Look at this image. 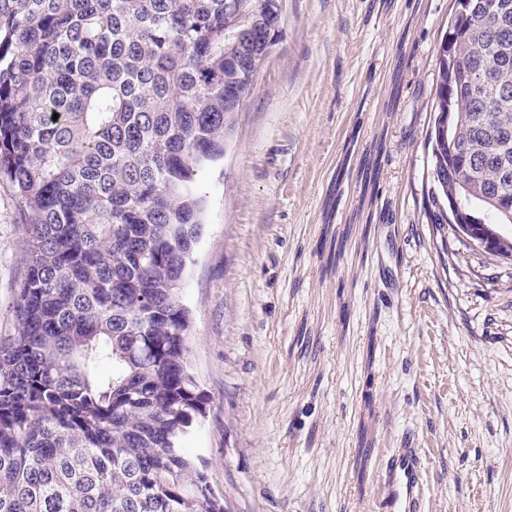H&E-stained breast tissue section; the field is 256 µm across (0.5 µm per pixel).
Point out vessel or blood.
Returning <instances> with one entry per match:
<instances>
[{
	"label": "vessel or blood",
	"instance_id": "b4317fda",
	"mask_svg": "<svg viewBox=\"0 0 512 512\" xmlns=\"http://www.w3.org/2000/svg\"><path fill=\"white\" fill-rule=\"evenodd\" d=\"M422 470L416 449L400 448L387 456L382 479L387 512H420Z\"/></svg>",
	"mask_w": 512,
	"mask_h": 512
}]
</instances>
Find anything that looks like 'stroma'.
<instances>
[{"label": "stroma", "instance_id": "1", "mask_svg": "<svg viewBox=\"0 0 512 512\" xmlns=\"http://www.w3.org/2000/svg\"><path fill=\"white\" fill-rule=\"evenodd\" d=\"M277 4L201 178L181 301L208 404L186 446L227 512H381L397 448L422 455L423 512H512V260L430 217L453 0ZM20 219L0 183V335Z\"/></svg>", "mask_w": 512, "mask_h": 512}]
</instances>
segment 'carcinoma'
I'll return each mask as SVG.
<instances>
[{"instance_id": "cac0c4a2", "label": "carcinoma", "mask_w": 512, "mask_h": 512, "mask_svg": "<svg viewBox=\"0 0 512 512\" xmlns=\"http://www.w3.org/2000/svg\"><path fill=\"white\" fill-rule=\"evenodd\" d=\"M230 2L0 0V181L27 242L15 333L0 336V512H224L181 445L207 397L180 294L200 176L252 84L256 43L224 56ZM453 9L435 223L508 224L489 198L512 209V0Z\"/></svg>"}]
</instances>
